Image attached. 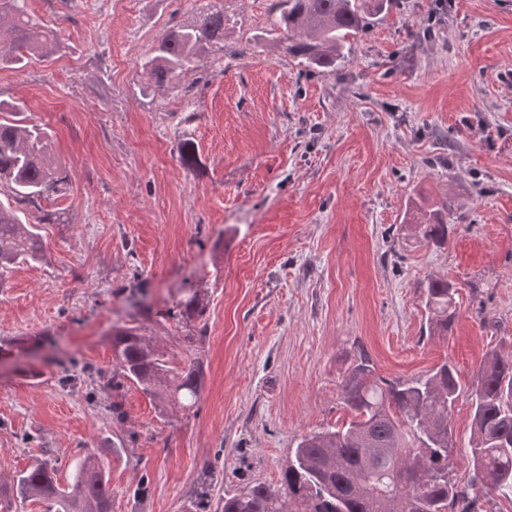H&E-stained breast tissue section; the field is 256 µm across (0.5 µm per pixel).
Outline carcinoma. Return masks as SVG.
<instances>
[{"label": "carcinoma", "mask_w": 512, "mask_h": 512, "mask_svg": "<svg viewBox=\"0 0 512 512\" xmlns=\"http://www.w3.org/2000/svg\"><path fill=\"white\" fill-rule=\"evenodd\" d=\"M394 0H281L277 24L288 34V53L308 69L336 68L352 42L384 17ZM224 7L213 6L190 21L171 26L143 57L147 87L162 90L210 52L224 50ZM59 50L28 11V0H0V66L19 64L30 52ZM10 117H4V113ZM22 109L0 100V183L14 201L31 202L57 193L68 176L52 158L48 134L19 117ZM417 236L444 245L448 224L425 212L410 221ZM33 224L0 202V285L21 263L43 259ZM206 305L195 293L179 314L201 318ZM427 331L446 336L456 314L448 283L433 280L425 303ZM118 370L108 375L87 366L88 377L117 391L136 384L165 412L191 409L201 389L200 367L174 368L151 338L137 327L112 334ZM340 403L351 420L335 430L301 436L275 487L253 482L224 493L216 512H479V498L512 491V353L489 352L471 384L472 433L468 448L473 474L468 484L453 477L450 415L460 395L455 367L443 362L426 374L387 381L370 361L354 363L342 379ZM57 470L38 461L9 483H0V512L16 501L34 500L44 512H112V490L101 459L87 454L67 484Z\"/></svg>", "instance_id": "carcinoma-1"}]
</instances>
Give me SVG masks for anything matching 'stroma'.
I'll list each match as a JSON object with an SVG mask.
<instances>
[{
    "label": "stroma",
    "mask_w": 512,
    "mask_h": 512,
    "mask_svg": "<svg viewBox=\"0 0 512 512\" xmlns=\"http://www.w3.org/2000/svg\"><path fill=\"white\" fill-rule=\"evenodd\" d=\"M214 0H29L51 57L0 68V100L42 125L65 190L21 209L44 258L0 288V480L50 460L67 481L103 449L112 512H186L277 484L302 435L348 420L354 359L407 380L449 361L462 387L512 350V0H395L337 69L288 54L278 0H221V60L141 90L143 54ZM197 161L186 167L179 146ZM440 210L448 242L404 228ZM456 315L429 336L430 281ZM203 319L176 306L190 291ZM137 326L171 365L203 371L190 412L112 371V330ZM117 403L122 419L105 407ZM471 402L452 411L454 474L470 476Z\"/></svg>",
    "instance_id": "stroma-1"
}]
</instances>
